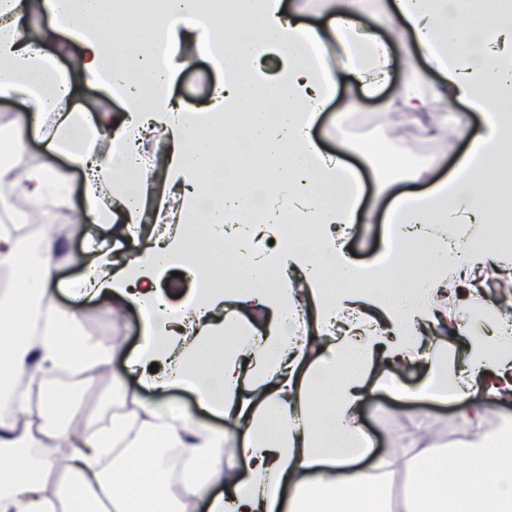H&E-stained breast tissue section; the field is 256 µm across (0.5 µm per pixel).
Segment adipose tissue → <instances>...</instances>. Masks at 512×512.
<instances>
[{
	"label": "adipose tissue",
	"instance_id": "obj_1",
	"mask_svg": "<svg viewBox=\"0 0 512 512\" xmlns=\"http://www.w3.org/2000/svg\"><path fill=\"white\" fill-rule=\"evenodd\" d=\"M326 2L329 20L315 26L284 13L283 0H239L244 25L230 44L210 0H0V98L53 116L50 148L85 175L77 220L132 244L100 254L73 293L107 294L137 307L143 320V342L127 360L132 389L112 371L122 343L100 341L74 310L53 303L55 238L42 235L31 252L23 237L0 230V254L18 257L24 277L20 292L0 295V399L23 411L0 419V512H512V418L487 429L484 411L472 405L479 396L512 401V321L481 335L469 320L488 275L512 282V242L493 251L468 246L488 236L486 213L512 192V177L497 174L512 154L505 45L512 20L489 6L464 21L467 0ZM363 14L371 28L360 26ZM36 18L48 22L39 42L28 35ZM409 38L444 75L448 102L480 113L483 129L471 134L460 118L432 129L468 140L467 151L450 177L394 198L383 253L361 264L343 237L371 223L374 210L344 156L365 160L381 195L393 186L391 161L371 142H342L328 156L309 129L340 79L369 91L386 81L394 44ZM46 39L75 47L70 74L45 52ZM272 51L283 66L270 78L256 61ZM202 57L219 80L202 104L176 102L178 73ZM75 77L120 100L122 110L71 106ZM228 112L239 115L233 134L224 130ZM147 134L163 137L166 149L142 151ZM218 136L229 146L245 138L273 164L263 223L241 222L256 185L244 159L227 187L203 181L218 163L211 149ZM6 137L0 206L17 193L70 209L69 169H19L25 124ZM126 166L140 169L138 183L125 184ZM157 185L172 199L173 228L139 249L137 230L149 220ZM188 224L205 225L219 243L225 226L238 225L236 255L253 287L210 288L218 266L191 254ZM289 224L314 225V246L286 244ZM413 246L421 276L384 292L331 288L322 276L329 265L369 281L399 269ZM174 269L190 271L193 282L177 302L161 288ZM272 275L277 285H269ZM230 328L236 338L228 342ZM445 329L468 341L463 367L449 365L431 337ZM72 358L121 392L111 430L91 428L78 408L62 409L60 389L43 391L39 407L28 408L20 384H42ZM421 363L427 375L418 390L395 381V372ZM174 388L193 392L234 431L201 426L170 407L164 395ZM382 388L397 398L449 397L467 437L450 448L415 440L373 451L360 418ZM401 468L408 484L392 509L384 491Z\"/></svg>",
	"mask_w": 512,
	"mask_h": 512
}]
</instances>
